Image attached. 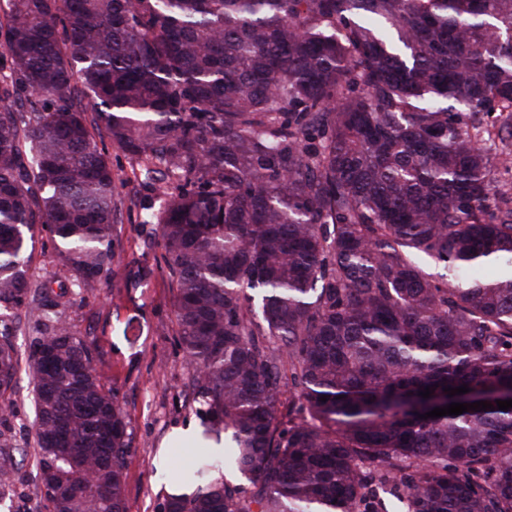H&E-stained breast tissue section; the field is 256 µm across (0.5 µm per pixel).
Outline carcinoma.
<instances>
[{
    "label": "carcinoma",
    "instance_id": "obj_1",
    "mask_svg": "<svg viewBox=\"0 0 512 512\" xmlns=\"http://www.w3.org/2000/svg\"><path fill=\"white\" fill-rule=\"evenodd\" d=\"M7 5L0 409L26 367L35 433L19 451L0 415V509L21 453L32 512H128L127 414L60 310L147 273L115 246L112 146L165 197L139 224L173 292L184 407L224 433L161 512H379L387 485L408 512H512V208L486 147L512 151V0ZM14 318L41 326L24 357ZM450 401L492 409L421 418ZM33 268L36 275L46 278L50 277L55 271V252L45 235L42 239L39 238L36 244Z\"/></svg>",
    "mask_w": 512,
    "mask_h": 512
}]
</instances>
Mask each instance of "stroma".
Listing matches in <instances>:
<instances>
[{"instance_id": "stroma-1", "label": "stroma", "mask_w": 512, "mask_h": 512, "mask_svg": "<svg viewBox=\"0 0 512 512\" xmlns=\"http://www.w3.org/2000/svg\"><path fill=\"white\" fill-rule=\"evenodd\" d=\"M117 246L124 257L139 258L152 274L139 287H128L123 274L101 279L73 296L64 312L93 344L103 384L117 392L129 420L131 452L126 458L129 512H159L168 492L167 460L187 458L192 445L176 446V430L196 423L181 408L179 395L185 361L177 344L172 292L155 269L158 250L136 210H123ZM33 385L19 373L15 388L12 435L17 447L33 443Z\"/></svg>"}]
</instances>
